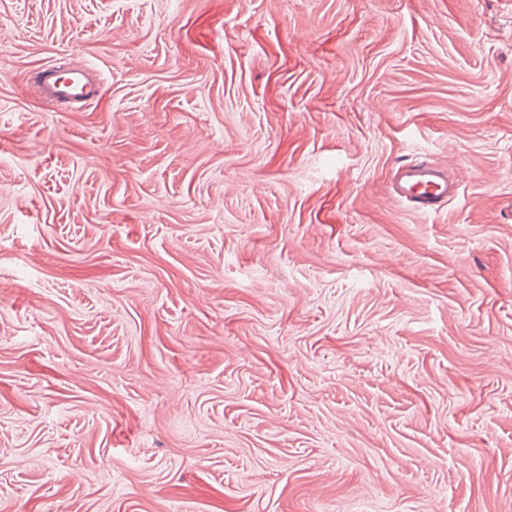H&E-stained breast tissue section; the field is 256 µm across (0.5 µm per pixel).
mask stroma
<instances>
[{
	"label": "stroma",
	"mask_w": 512,
	"mask_h": 512,
	"mask_svg": "<svg viewBox=\"0 0 512 512\" xmlns=\"http://www.w3.org/2000/svg\"><path fill=\"white\" fill-rule=\"evenodd\" d=\"M0 512H512V0H0ZM35 87L42 98L69 104L85 102L96 93L95 80L86 70L76 68L46 67L39 72ZM458 184L431 162L412 161L395 169L392 193L409 209L419 213L436 211V204L458 194Z\"/></svg>",
	"instance_id": "35a3bbf8"
}]
</instances>
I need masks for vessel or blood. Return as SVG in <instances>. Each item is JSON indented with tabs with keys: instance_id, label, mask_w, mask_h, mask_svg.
<instances>
[{
	"instance_id": "obj_1",
	"label": "vessel or blood",
	"mask_w": 512,
	"mask_h": 512,
	"mask_svg": "<svg viewBox=\"0 0 512 512\" xmlns=\"http://www.w3.org/2000/svg\"><path fill=\"white\" fill-rule=\"evenodd\" d=\"M37 93L49 101L84 102L96 92V82L83 69L47 67L35 84ZM459 187L444 170L427 161H412L395 169L392 193L409 209L434 212L438 203L455 197Z\"/></svg>"
}]
</instances>
